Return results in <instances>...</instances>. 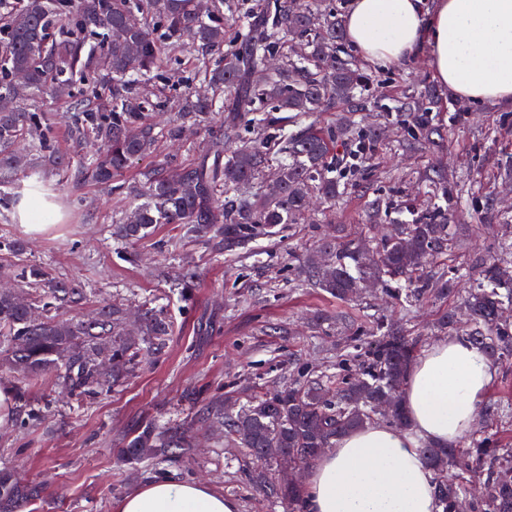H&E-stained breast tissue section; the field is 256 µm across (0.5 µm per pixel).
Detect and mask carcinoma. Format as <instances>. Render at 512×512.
Wrapping results in <instances>:
<instances>
[{
  "label": "carcinoma",
  "instance_id": "carcinoma-1",
  "mask_svg": "<svg viewBox=\"0 0 512 512\" xmlns=\"http://www.w3.org/2000/svg\"><path fill=\"white\" fill-rule=\"evenodd\" d=\"M237 37L226 38L229 27ZM169 55L195 61V86L170 99L151 83ZM345 39L337 0H0V186L49 190V175L72 174L79 182L112 184L131 166L152 156L160 142L182 141L204 127L207 144L192 159L165 155L138 179L114 186L118 205L112 238L124 246L147 242L159 224H175L182 238L215 258L271 237L309 211L312 194L331 208L340 196L332 173L356 140L370 146L377 133L361 128L355 113L369 107L372 75L340 55ZM428 103L413 94L400 101L410 137L407 146L431 150L444 139L432 123L441 93L431 86ZM47 98L74 99L64 135L93 151L71 160L60 150L59 131L37 107ZM168 107L175 118L153 122ZM224 122L211 124L216 110ZM336 112L328 125L311 120ZM293 130H288V126ZM279 159L270 188L254 184ZM26 178L25 185L20 179ZM446 201L454 198L448 174L430 170ZM475 217L493 238L492 251L471 267V285L458 308L441 312L438 332H455L494 363L512 364V277L502 260L512 255V215L483 197ZM453 211L427 209L410 224H395L372 243L336 229L317 240V254L300 265V282L344 301L375 287L414 307L426 297L454 296L461 274L433 270L458 245ZM14 286L0 289V368L17 374L15 428L45 419L50 401L38 406L30 388L46 380L88 403L112 391L147 356L163 348L175 323L158 307L142 305L133 316L122 305L96 299V291L22 261L4 268ZM186 263L178 283L182 299L198 283ZM358 353L340 359L338 386L304 365L290 386L250 400L228 401L216 393L189 419L171 424L143 420L122 442L130 465L160 469L196 448L194 427H213L257 463L249 480L278 499L284 512H304L305 489L285 487L273 475L310 464L336 439L381 420L408 425L400 390L421 345L403 324L378 325L354 337ZM397 399L381 413L378 399ZM436 480L441 512H512V448L499 430L480 427L462 447L422 448ZM478 482L480 495L470 496ZM37 484L22 485L0 467V512H23L40 497Z\"/></svg>",
  "mask_w": 512,
  "mask_h": 512
}]
</instances>
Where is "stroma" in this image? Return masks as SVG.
Masks as SVG:
<instances>
[{"mask_svg":"<svg viewBox=\"0 0 512 512\" xmlns=\"http://www.w3.org/2000/svg\"><path fill=\"white\" fill-rule=\"evenodd\" d=\"M367 70L373 76L372 104L356 120L382 131L365 160L369 190L344 194L330 209L313 207L276 238L260 239L216 261L201 259V246H187V253L200 258L199 286L189 301L169 292L181 265L170 249L175 229L157 225L153 238L160 248L139 246L138 262L126 261L109 232L116 205L110 188L51 177L59 210L44 221L56 230L37 239L22 231L15 209L0 208V237L24 242L27 262L44 264L59 277L132 307L156 299L178 326L160 353L140 363L111 392L49 415L30 429L0 432V466H16L25 481L42 488L35 512H115L128 491L153 477L149 471L133 473L113 453L143 418L183 419L216 391L247 401L291 380L299 362L336 375L340 355L349 351L344 329L321 325L320 316L340 312L348 324L366 327L401 318L399 305L379 294L340 301L316 288L296 287L299 265L314 247L320 225L344 224L361 231L378 195L394 202L384 223L411 222L441 202L422 177L434 166L462 182L456 211L471 210L475 186L512 211V181L493 177L499 159L512 154V123L502 121L504 114H512V103L465 106L445 95L443 107L433 111L435 125L448 131L443 145L431 152L413 151L405 144L396 106L403 93L417 94L433 84L427 59L401 68L371 64ZM464 106L471 113L469 124L452 126L450 112ZM253 467L243 449L208 445L169 467L167 474L207 483L234 500L238 512H282L269 492L251 485Z\"/></svg>","mask_w":512,"mask_h":512,"instance_id":"1","label":"stroma"}]
</instances>
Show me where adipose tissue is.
<instances>
[{"label":"adipose tissue","instance_id":"ef3b65f1","mask_svg":"<svg viewBox=\"0 0 512 512\" xmlns=\"http://www.w3.org/2000/svg\"><path fill=\"white\" fill-rule=\"evenodd\" d=\"M345 32L378 65L427 55L433 78L461 101H512V0H353ZM497 373L464 337L427 345L401 393L409 429L371 423L338 439L310 465L305 512H440L419 450L458 445ZM117 512H237V505L207 484L161 478L131 490Z\"/></svg>","mask_w":512,"mask_h":512}]
</instances>
